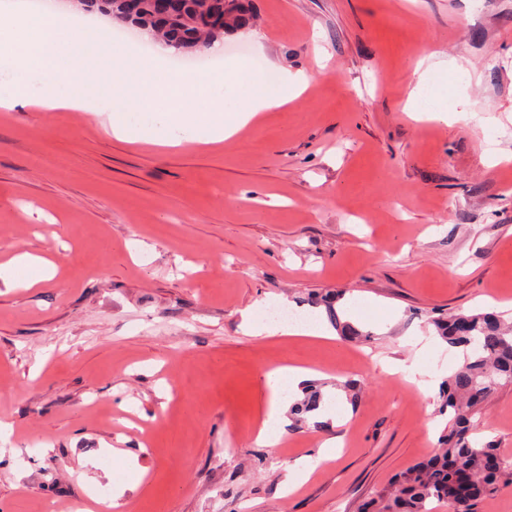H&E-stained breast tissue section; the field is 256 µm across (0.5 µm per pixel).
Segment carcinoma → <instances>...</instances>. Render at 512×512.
<instances>
[{"instance_id":"carcinoma-1","label":"carcinoma","mask_w":512,"mask_h":512,"mask_svg":"<svg viewBox=\"0 0 512 512\" xmlns=\"http://www.w3.org/2000/svg\"><path fill=\"white\" fill-rule=\"evenodd\" d=\"M227 1L231 22L224 24L222 33L167 27L150 12L141 16L138 29L152 31L178 54L200 55L212 40L251 26L254 15L250 0H187L192 11L204 6L221 13ZM344 295L345 291L338 290L332 300L325 301L329 317L342 335L361 337L363 333L350 321L341 320L332 305ZM429 323L440 339L464 354L462 363L439 385L438 413L448 417L440 450L400 474L394 491L380 493L365 505L364 512H429L427 505L433 501L448 505L450 512H475L480 500L512 483V458L504 457L491 442L477 444L472 423L492 388L502 381L512 383V325L494 313L432 317ZM325 406L322 392L312 388L292 405V411L304 423L314 418V426L321 429L324 422L316 416Z\"/></svg>"}]
</instances>
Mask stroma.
<instances>
[{
  "label": "stroma",
  "mask_w": 512,
  "mask_h": 512,
  "mask_svg": "<svg viewBox=\"0 0 512 512\" xmlns=\"http://www.w3.org/2000/svg\"><path fill=\"white\" fill-rule=\"evenodd\" d=\"M224 43L251 66L312 75L286 107L215 146L115 139L107 116L0 108V512H359L434 454L447 419L381 363L441 383L461 353L430 311L512 313V0H254ZM456 62L465 116L405 109L419 58ZM362 337L260 339L277 304ZM315 368L339 426L288 420L256 440L258 374ZM357 400H350V390ZM435 430H428V421ZM512 457V384L475 416ZM339 437L319 460L325 435ZM313 464L294 493L288 467ZM9 265L10 266L8 268L0 266V279L3 281V283L7 287L11 288L19 286L30 288L47 277V269L50 263L38 257H34L28 253H22L18 254L15 258H13L9 262ZM35 267H40L41 270L44 272V275L39 277L23 279H21L17 275V272L20 270H25L29 268L32 269ZM5 271H8V274H6Z\"/></svg>",
  "instance_id": "obj_1"
}]
</instances>
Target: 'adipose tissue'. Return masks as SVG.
Masks as SVG:
<instances>
[{
  "mask_svg": "<svg viewBox=\"0 0 512 512\" xmlns=\"http://www.w3.org/2000/svg\"><path fill=\"white\" fill-rule=\"evenodd\" d=\"M113 20L84 13L35 16L26 0H0V34L16 39L0 50V108L17 107L111 114L115 138L135 142L177 145L181 141L216 144L233 137L259 112L280 108L309 86L310 75L245 70L224 65V46L216 41L206 52L219 62L203 74L172 72V49L153 33H144L147 52L125 57L110 49ZM96 42L84 39L87 30ZM112 83L111 95L99 92L101 80ZM141 106L135 118L122 116L129 98ZM315 376L312 369L279 366L259 378L266 396L259 441L275 445L285 421L290 398L303 392Z\"/></svg>",
  "mask_w": 512,
  "mask_h": 512,
  "instance_id": "obj_1",
  "label": "adipose tissue"
}]
</instances>
